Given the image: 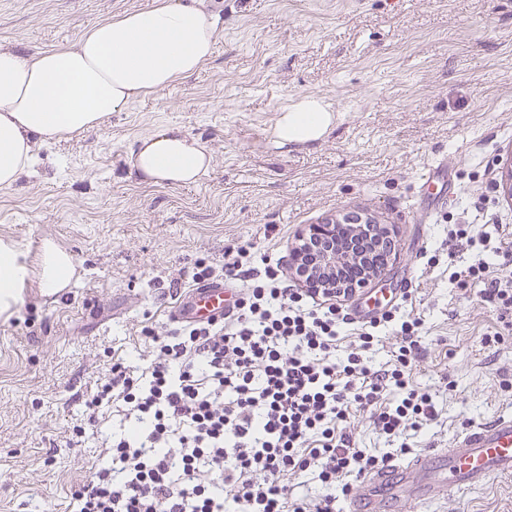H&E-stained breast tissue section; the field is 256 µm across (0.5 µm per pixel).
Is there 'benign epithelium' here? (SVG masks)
<instances>
[{"instance_id": "7a95c632", "label": "benign epithelium", "mask_w": 512, "mask_h": 512, "mask_svg": "<svg viewBox=\"0 0 512 512\" xmlns=\"http://www.w3.org/2000/svg\"><path fill=\"white\" fill-rule=\"evenodd\" d=\"M393 229L378 224L371 217L345 214L342 218H327L318 224L304 226L296 235V243L289 250L288 269L295 273L306 262L310 242L327 244V249L318 254L315 269L309 277L298 276V285L312 293L331 292L348 297L371 288L375 280L385 274L389 263L373 267L364 255L350 249L352 237L370 240L374 235L391 237ZM344 278L337 277V271Z\"/></svg>"}]
</instances>
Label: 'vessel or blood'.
Returning a JSON list of instances; mask_svg holds the SVG:
<instances>
[{
    "label": "vessel or blood",
    "mask_w": 512,
    "mask_h": 512,
    "mask_svg": "<svg viewBox=\"0 0 512 512\" xmlns=\"http://www.w3.org/2000/svg\"><path fill=\"white\" fill-rule=\"evenodd\" d=\"M229 306L224 284L216 280L181 296L171 316L202 322L223 315ZM503 477H512V414L470 427L451 447L377 469L356 485L348 512H409L405 489H414L419 501L429 503Z\"/></svg>",
    "instance_id": "1"
}]
</instances>
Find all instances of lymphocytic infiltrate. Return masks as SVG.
<instances>
[{
	"mask_svg": "<svg viewBox=\"0 0 512 512\" xmlns=\"http://www.w3.org/2000/svg\"><path fill=\"white\" fill-rule=\"evenodd\" d=\"M486 259L454 272L459 286L480 281L481 297L512 313V280L489 277ZM356 339L344 356L347 326ZM393 328L398 350L389 368L368 356ZM422 322L402 305L360 324L334 297L291 287L277 268L242 289L223 319L146 327L143 365L115 361L83 400L77 447L108 404L123 424L100 468L72 493L77 512H336L361 478L386 459L356 448L353 412L371 410L389 437L421 429L435 417L432 397L409 382ZM399 399L387 402V391ZM312 476L324 489L297 496L292 479Z\"/></svg>",
	"mask_w": 512,
	"mask_h": 512,
	"instance_id": "1",
	"label": "lymphocytic infiltrate"
}]
</instances>
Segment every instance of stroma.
Returning <instances> with one entry per match:
<instances>
[{"mask_svg": "<svg viewBox=\"0 0 512 512\" xmlns=\"http://www.w3.org/2000/svg\"><path fill=\"white\" fill-rule=\"evenodd\" d=\"M219 22L212 59L193 76L112 113L85 134L42 145L35 172L0 188V238L35 261L43 241L71 253L78 277L57 300L27 285L0 317V512H73L75 486L110 459L112 412L82 447L65 442L80 399L113 360L138 365L142 328H171L170 287L194 264L232 262L238 247L287 265L297 231L353 212L392 225L397 260L355 310L412 285L423 323L410 383L438 415L402 438L351 418L356 447L411 455L449 447L471 426L512 413V334L479 284L452 274L477 252L449 240L478 224L490 274L512 277V0H200ZM157 0H0V49L61 48L93 25ZM317 95L336 114L320 140L279 146L280 109ZM181 125L212 155L191 186L130 176L140 137ZM447 162L454 197L421 188ZM500 341L486 343L492 333ZM416 512H512V478L452 492Z\"/></svg>", "mask_w": 512, "mask_h": 512, "instance_id": "stroma-1", "label": "stroma"}]
</instances>
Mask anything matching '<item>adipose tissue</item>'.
<instances>
[{"label": "adipose tissue", "instance_id": "1", "mask_svg": "<svg viewBox=\"0 0 512 512\" xmlns=\"http://www.w3.org/2000/svg\"><path fill=\"white\" fill-rule=\"evenodd\" d=\"M218 36L217 19L196 0H161L94 25L69 48L0 50V187L33 168L36 145L95 129L134 100L194 75L212 57ZM335 122L324 99L304 96L282 109L275 140L314 142ZM211 162L207 148L177 124L141 138L127 156L139 181L175 187L195 184ZM75 274L72 255L53 241L31 264L14 242L0 239V315L12 313L29 281L50 298L69 288Z\"/></svg>", "mask_w": 512, "mask_h": 512}]
</instances>
